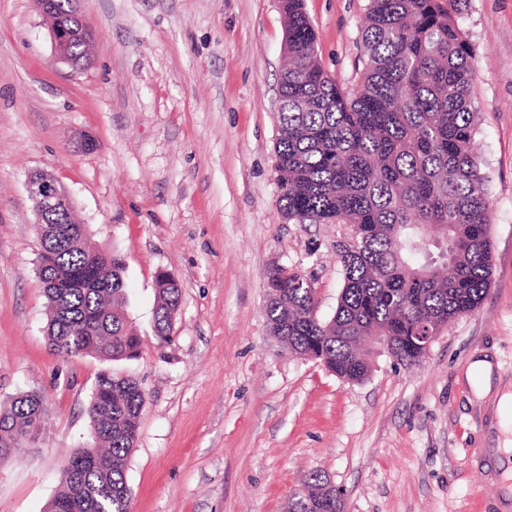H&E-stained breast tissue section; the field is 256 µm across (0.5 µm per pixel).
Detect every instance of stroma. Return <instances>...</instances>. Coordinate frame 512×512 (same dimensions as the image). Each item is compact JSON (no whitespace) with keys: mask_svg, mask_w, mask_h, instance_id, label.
I'll return each instance as SVG.
<instances>
[{"mask_svg":"<svg viewBox=\"0 0 512 512\" xmlns=\"http://www.w3.org/2000/svg\"><path fill=\"white\" fill-rule=\"evenodd\" d=\"M368 0H304L318 57L360 90ZM91 64L55 63L35 0H0V403L41 391L38 439L0 464V512H45L71 452L92 432L98 375L147 393L129 460L133 512H284L319 471L346 512H502L495 397L469 364L512 385V0H469L477 153L493 201L490 289L419 364L373 355L361 382L270 337L264 287L302 272L330 317L346 224H292L277 202L274 146L286 61L280 0H81ZM96 146L87 151L83 137ZM53 173L100 249L125 265L140 354L63 358L45 327L28 175ZM181 304L171 339L154 333L155 278Z\"/></svg>","mask_w":512,"mask_h":512,"instance_id":"1","label":"stroma"}]
</instances>
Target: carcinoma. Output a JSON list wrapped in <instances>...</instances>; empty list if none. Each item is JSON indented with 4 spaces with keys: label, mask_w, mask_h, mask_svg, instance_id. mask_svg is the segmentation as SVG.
Segmentation results:
<instances>
[{
    "label": "carcinoma",
    "mask_w": 512,
    "mask_h": 512,
    "mask_svg": "<svg viewBox=\"0 0 512 512\" xmlns=\"http://www.w3.org/2000/svg\"><path fill=\"white\" fill-rule=\"evenodd\" d=\"M467 0H369L367 61L350 95L325 71L303 0H286L288 63L281 74L275 145L278 204L295 224H348L338 258L343 287L332 317L317 316L312 282L270 270L265 316L289 351L314 355L337 377L368 375L367 339L389 337L392 358L418 364V337L440 334L479 307L491 285L488 178L474 152V53L458 17ZM38 261L47 332L65 357L129 360L124 263L104 254L66 211L49 216ZM67 280L64 290L52 287ZM180 288L156 289L154 332L170 338ZM145 392L136 378L99 375L87 415L92 443L68 459L47 512H131L128 462ZM38 391L0 406V460L45 422ZM327 476L313 471L285 512H342Z\"/></svg>",
    "instance_id": "obj_1"
}]
</instances>
